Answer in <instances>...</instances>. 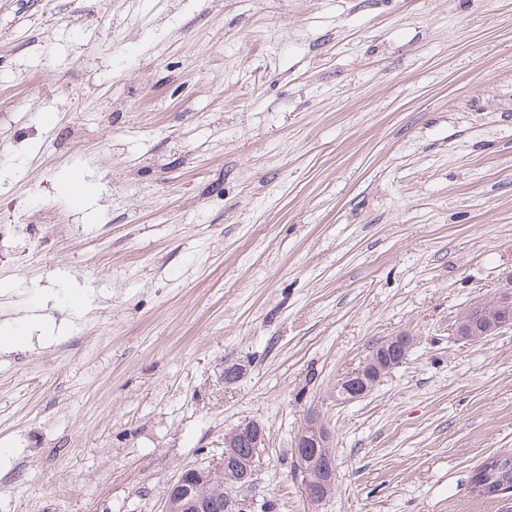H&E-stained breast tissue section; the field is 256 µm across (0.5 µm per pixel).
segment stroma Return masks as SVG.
Segmentation results:
<instances>
[{
    "mask_svg": "<svg viewBox=\"0 0 512 512\" xmlns=\"http://www.w3.org/2000/svg\"><path fill=\"white\" fill-rule=\"evenodd\" d=\"M1 224L0 512H161L245 420L269 512H512V330L453 333L512 275V0H0ZM413 340V336L400 333L377 343L371 354L357 368L337 380L334 390L336 401L340 404L348 403L368 394L394 367L406 359ZM334 433L330 425L319 415L309 414L294 437V462L302 475V489L307 500L320 503L332 496L336 485L327 486L336 480ZM335 454V453H334ZM328 491V493H327ZM493 459V465L491 472H488L487 461ZM491 480L487 485V492L483 495L479 494L483 497H494L496 496V492L499 491L501 486H506L507 488L512 487V454H496L490 455L479 465V467L474 470L471 476V482H474L475 485L485 483Z\"/></svg>",
    "mask_w": 512,
    "mask_h": 512,
    "instance_id": "35a3bbf8",
    "label": "stroma"
}]
</instances>
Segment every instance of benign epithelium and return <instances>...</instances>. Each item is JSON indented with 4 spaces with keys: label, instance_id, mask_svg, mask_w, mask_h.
<instances>
[{
    "label": "benign epithelium",
    "instance_id": "obj_1",
    "mask_svg": "<svg viewBox=\"0 0 512 512\" xmlns=\"http://www.w3.org/2000/svg\"><path fill=\"white\" fill-rule=\"evenodd\" d=\"M512 329V275L491 293L477 298L456 319L454 335L465 341L479 342ZM413 346V337L400 333L381 340L371 354L354 370L336 382V402L360 399L401 364ZM265 428L255 421H243L224 434V469L234 472V482L245 488L253 484L260 466L261 448L265 447ZM247 446L252 452L238 456L236 449ZM334 447V433L319 415L310 414L294 437V462L302 475V489L307 500L320 503L328 497V485L336 480V459L327 449ZM211 470L189 467L181 470L169 489L162 512H210L214 507L203 485Z\"/></svg>",
    "mask_w": 512,
    "mask_h": 512
}]
</instances>
